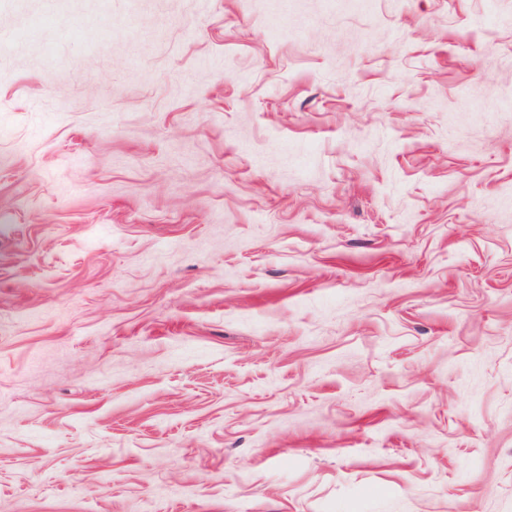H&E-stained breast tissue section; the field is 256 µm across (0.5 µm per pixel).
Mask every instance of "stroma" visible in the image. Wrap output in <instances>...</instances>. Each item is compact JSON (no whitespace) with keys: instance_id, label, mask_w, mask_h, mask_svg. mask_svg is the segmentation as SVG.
<instances>
[{"instance_id":"stroma-1","label":"stroma","mask_w":512,"mask_h":512,"mask_svg":"<svg viewBox=\"0 0 512 512\" xmlns=\"http://www.w3.org/2000/svg\"><path fill=\"white\" fill-rule=\"evenodd\" d=\"M0 0V512H512V0Z\"/></svg>"}]
</instances>
